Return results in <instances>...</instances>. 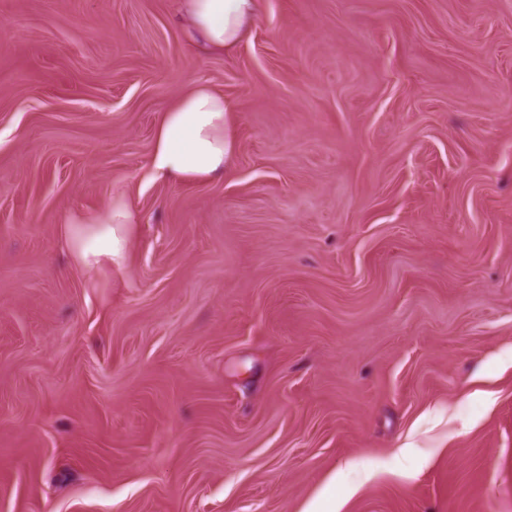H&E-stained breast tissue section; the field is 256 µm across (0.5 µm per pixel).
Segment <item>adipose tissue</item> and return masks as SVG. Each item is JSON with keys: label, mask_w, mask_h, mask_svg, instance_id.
Segmentation results:
<instances>
[{"label": "adipose tissue", "mask_w": 512, "mask_h": 512, "mask_svg": "<svg viewBox=\"0 0 512 512\" xmlns=\"http://www.w3.org/2000/svg\"><path fill=\"white\" fill-rule=\"evenodd\" d=\"M258 0H176V14L190 43L205 51L239 44L258 14ZM230 105L208 82L198 80L176 96L154 132L152 173L183 183L223 179L236 152L228 128ZM124 192H113L105 207L73 210L66 217L67 240L76 264L93 271L123 266L129 227L137 223Z\"/></svg>", "instance_id": "adipose-tissue-1"}]
</instances>
